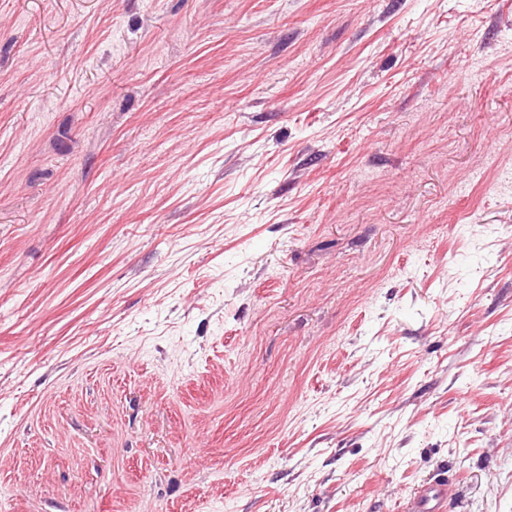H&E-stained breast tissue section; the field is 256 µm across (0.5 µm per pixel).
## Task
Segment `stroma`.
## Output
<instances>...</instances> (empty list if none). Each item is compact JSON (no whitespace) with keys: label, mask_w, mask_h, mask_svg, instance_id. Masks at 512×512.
Segmentation results:
<instances>
[{"label":"stroma","mask_w":512,"mask_h":512,"mask_svg":"<svg viewBox=\"0 0 512 512\" xmlns=\"http://www.w3.org/2000/svg\"><path fill=\"white\" fill-rule=\"evenodd\" d=\"M512 512V0H0V512ZM455 495V487L446 479L427 485L416 495L407 512H445L448 499Z\"/></svg>","instance_id":"obj_1"}]
</instances>
